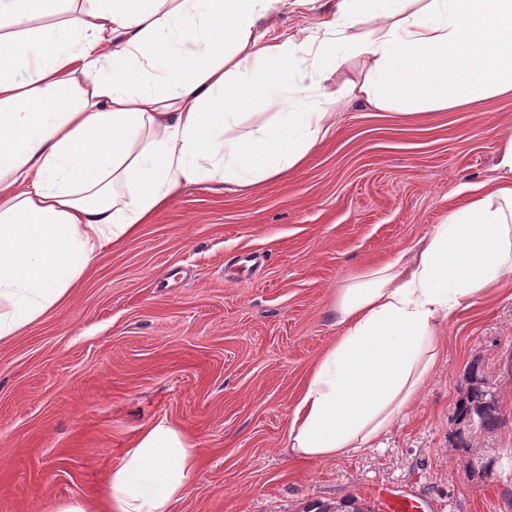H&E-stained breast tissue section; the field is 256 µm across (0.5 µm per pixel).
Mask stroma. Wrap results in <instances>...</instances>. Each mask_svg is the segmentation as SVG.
Returning a JSON list of instances; mask_svg holds the SVG:
<instances>
[{"label": "stroma", "instance_id": "1", "mask_svg": "<svg viewBox=\"0 0 512 512\" xmlns=\"http://www.w3.org/2000/svg\"><path fill=\"white\" fill-rule=\"evenodd\" d=\"M329 0H277L274 33ZM512 95L408 116L345 100L303 165L247 191L183 186L134 237L105 246L69 297L0 345V512L96 500L140 430L166 418L200 452L172 512H302L376 491L420 512H512V285L440 329L410 410L373 447L288 454L290 415L338 336L339 287L412 247L465 185L497 178ZM503 423L463 435L474 382Z\"/></svg>", "mask_w": 512, "mask_h": 512}]
</instances>
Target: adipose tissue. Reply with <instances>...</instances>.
<instances>
[{
  "label": "adipose tissue",
  "mask_w": 512,
  "mask_h": 512,
  "mask_svg": "<svg viewBox=\"0 0 512 512\" xmlns=\"http://www.w3.org/2000/svg\"><path fill=\"white\" fill-rule=\"evenodd\" d=\"M274 0H0V344L63 302L104 245L134 236L182 185L285 176L336 130L338 97L448 110L512 93V0H336L279 35ZM340 93L325 83L349 59ZM285 109L243 126L244 110ZM415 249L338 288L341 329L311 371L290 454L372 447L414 402L438 329L512 279V138ZM199 450L146 425L98 501L56 512H171Z\"/></svg>",
  "instance_id": "adipose-tissue-1"
}]
</instances>
